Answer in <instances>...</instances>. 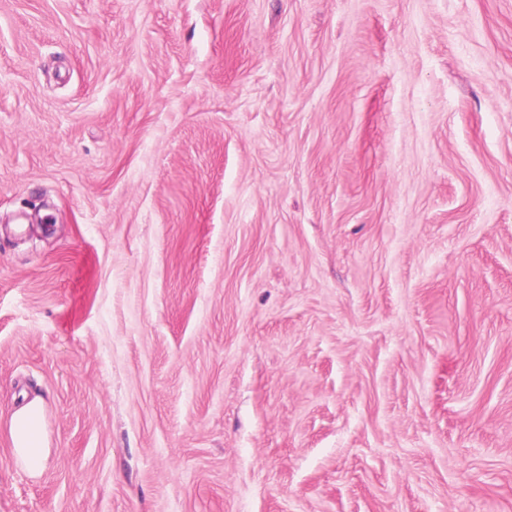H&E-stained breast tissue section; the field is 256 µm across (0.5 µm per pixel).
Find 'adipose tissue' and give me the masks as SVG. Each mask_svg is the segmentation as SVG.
Masks as SVG:
<instances>
[{"instance_id": "obj_1", "label": "adipose tissue", "mask_w": 512, "mask_h": 512, "mask_svg": "<svg viewBox=\"0 0 512 512\" xmlns=\"http://www.w3.org/2000/svg\"><path fill=\"white\" fill-rule=\"evenodd\" d=\"M8 433L14 456L30 475H40L48 457L45 404L34 397L12 412Z\"/></svg>"}]
</instances>
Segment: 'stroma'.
Instances as JSON below:
<instances>
[{
  "instance_id": "35a3bbf8",
  "label": "stroma",
  "mask_w": 512,
  "mask_h": 512,
  "mask_svg": "<svg viewBox=\"0 0 512 512\" xmlns=\"http://www.w3.org/2000/svg\"><path fill=\"white\" fill-rule=\"evenodd\" d=\"M0 512H512V0H0ZM8 433L19 465L32 476L40 475L49 453L44 400L36 396L13 411Z\"/></svg>"
}]
</instances>
